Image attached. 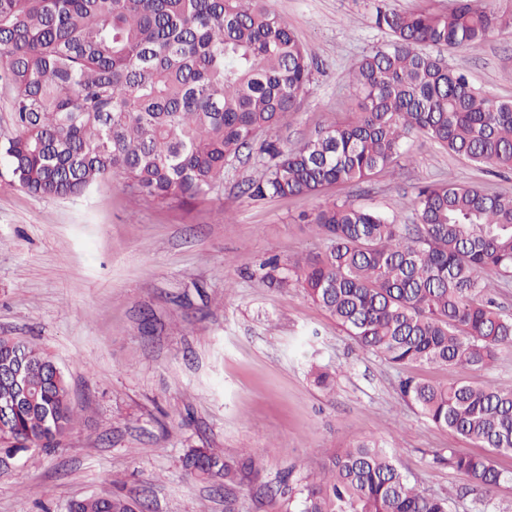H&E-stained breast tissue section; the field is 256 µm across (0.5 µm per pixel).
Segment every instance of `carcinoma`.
<instances>
[{"label": "carcinoma", "instance_id": "carcinoma-1", "mask_svg": "<svg viewBox=\"0 0 512 512\" xmlns=\"http://www.w3.org/2000/svg\"><path fill=\"white\" fill-rule=\"evenodd\" d=\"M391 40L348 73L360 111L294 147L261 144L253 200L324 195L398 163L419 133L488 172L512 169V101L474 87L423 47L474 46L512 24L480 0L444 13L376 11ZM311 64L288 23L266 0H0V92L12 133L0 159L22 189L40 196L86 193L124 180L137 194L188 203L224 182L225 165L262 132L275 131L310 80ZM415 224H398L353 202L328 201L306 216L328 242L265 278L294 284L362 350L396 368L442 366L448 386L411 375L400 398L431 424L492 452H512V389L479 386L512 348V313L494 295L512 282V197L452 182L417 187ZM23 365L31 391L0 416L6 456L54 448L74 421L63 372L44 351L0 336V407L15 402L11 372ZM436 459L467 481L475 512L512 473L487 454L450 448ZM319 480L290 485L291 471L262 476L250 454L226 458L192 448L191 479L224 488L238 512L246 484L257 507L288 500L290 512H451L453 496L410 482L395 455L364 437L331 460ZM70 512H136L114 494L73 502Z\"/></svg>", "mask_w": 512, "mask_h": 512}]
</instances>
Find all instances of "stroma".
<instances>
[{"mask_svg":"<svg viewBox=\"0 0 512 512\" xmlns=\"http://www.w3.org/2000/svg\"><path fill=\"white\" fill-rule=\"evenodd\" d=\"M380 2L267 0L314 63L277 131L285 145L358 112L346 76L389 40L375 25ZM444 57L475 87L512 99V26ZM261 171L250 147L223 184L179 205L137 196L119 178L79 197L37 196L0 161V336L46 350L76 412L57 448L17 453L0 470V512H69L75 500L113 493L141 512H224L223 490L186 476L188 449L248 451L266 473L299 479L364 436L383 439L420 487L464 486L433 456L477 445L406 405L396 370L301 288L264 279L268 258L290 264L326 242L301 220L318 198L243 194ZM448 180L512 196V173L489 174L416 135L398 165L328 197L411 224L416 187ZM315 366L333 374V390L314 384Z\"/></svg>","mask_w":512,"mask_h":512,"instance_id":"stroma-1","label":"stroma"}]
</instances>
